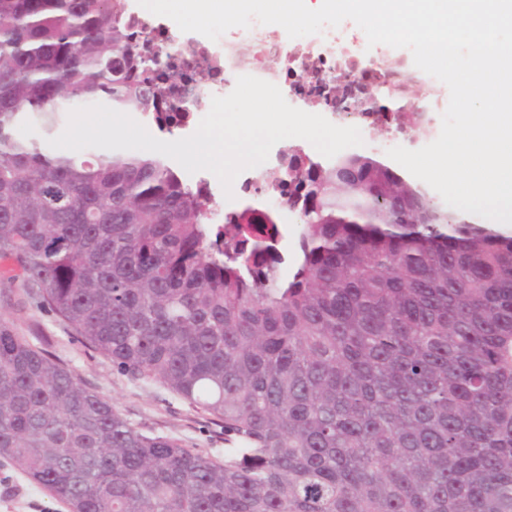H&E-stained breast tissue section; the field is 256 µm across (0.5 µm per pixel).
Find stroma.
Returning a JSON list of instances; mask_svg holds the SVG:
<instances>
[{
  "label": "stroma",
  "mask_w": 512,
  "mask_h": 512,
  "mask_svg": "<svg viewBox=\"0 0 512 512\" xmlns=\"http://www.w3.org/2000/svg\"><path fill=\"white\" fill-rule=\"evenodd\" d=\"M0 320L47 348L87 386L112 401L132 424L216 456L224 454V427L158 382L134 380L111 360L80 343L73 330L25 296L0 297ZM0 512H65L37 485L0 459Z\"/></svg>",
  "instance_id": "1"
}]
</instances>
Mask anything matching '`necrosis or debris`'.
I'll use <instances>...</instances> for the list:
<instances>
[{
  "label": "necrosis or debris",
  "mask_w": 512,
  "mask_h": 512,
  "mask_svg": "<svg viewBox=\"0 0 512 512\" xmlns=\"http://www.w3.org/2000/svg\"><path fill=\"white\" fill-rule=\"evenodd\" d=\"M132 27L140 36L168 44L181 81H191L199 71L215 69L212 82L198 90L199 96L205 98L228 95L235 87V77L241 75H252L275 84L290 103L308 97L323 100L328 89L335 87L343 69L347 70L353 89L374 82L376 67L360 52L367 37L349 20L339 27H327L321 33L297 38V50L283 53L279 66L272 69L242 65L236 54L238 47L256 42L259 35L269 33L266 25L255 23L247 29L232 28L218 40L223 49L219 56L191 42L169 38L143 15H134Z\"/></svg>",
  "instance_id": "4bbe7bcc"
}]
</instances>
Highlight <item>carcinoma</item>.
<instances>
[{"instance_id": "carcinoma-1", "label": "carcinoma", "mask_w": 512, "mask_h": 512, "mask_svg": "<svg viewBox=\"0 0 512 512\" xmlns=\"http://www.w3.org/2000/svg\"><path fill=\"white\" fill-rule=\"evenodd\" d=\"M177 78L126 0H0V280L223 423L224 457L143 433L1 321L0 458L66 512H512V234L372 154L310 160L272 177L301 204L284 277L261 210L213 224L159 155L48 145L81 102L179 126Z\"/></svg>"}]
</instances>
